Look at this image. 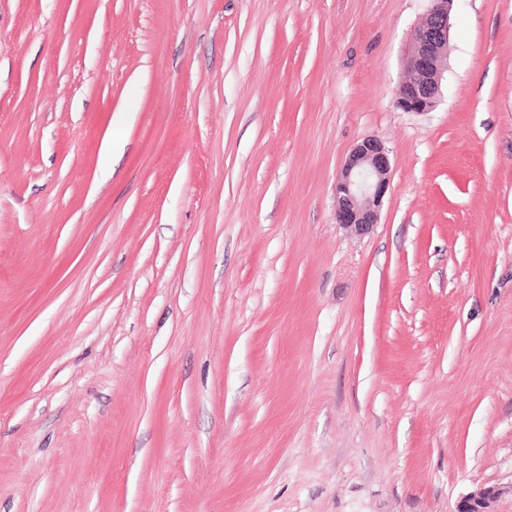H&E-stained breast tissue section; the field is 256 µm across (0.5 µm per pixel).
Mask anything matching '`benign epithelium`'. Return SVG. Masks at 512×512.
Here are the masks:
<instances>
[{
    "instance_id": "obj_1",
    "label": "benign epithelium",
    "mask_w": 512,
    "mask_h": 512,
    "mask_svg": "<svg viewBox=\"0 0 512 512\" xmlns=\"http://www.w3.org/2000/svg\"><path fill=\"white\" fill-rule=\"evenodd\" d=\"M453 2L429 0L409 45L406 73L394 99L395 106L404 112H428L442 95ZM390 168L388 150L379 138L367 136L355 144L334 184L336 223L360 235L378 224L390 186ZM499 494L495 487L480 488L462 497L455 512H491V503Z\"/></svg>"
}]
</instances>
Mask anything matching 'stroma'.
Wrapping results in <instances>:
<instances>
[{"label":"stroma","mask_w":512,"mask_h":512,"mask_svg":"<svg viewBox=\"0 0 512 512\" xmlns=\"http://www.w3.org/2000/svg\"><path fill=\"white\" fill-rule=\"evenodd\" d=\"M427 5L0 0V512H512V0L417 114ZM390 168L388 150L379 138L367 136L355 144L334 184L337 224L360 235L378 224ZM496 487H484L472 492L458 502L455 512H492L491 503L499 496Z\"/></svg>","instance_id":"stroma-1"}]
</instances>
